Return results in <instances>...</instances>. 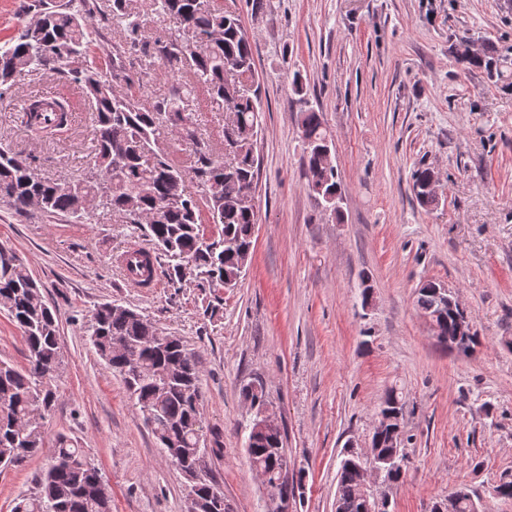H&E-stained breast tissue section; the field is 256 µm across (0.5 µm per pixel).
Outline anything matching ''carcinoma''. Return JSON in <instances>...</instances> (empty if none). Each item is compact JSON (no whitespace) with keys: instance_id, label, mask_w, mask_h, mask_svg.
<instances>
[{"instance_id":"carcinoma-1","label":"carcinoma","mask_w":512,"mask_h":512,"mask_svg":"<svg viewBox=\"0 0 512 512\" xmlns=\"http://www.w3.org/2000/svg\"><path fill=\"white\" fill-rule=\"evenodd\" d=\"M155 13L179 21L184 40L150 42L144 35L139 0H112L103 11L97 0H28L18 17L17 32L0 46V88L11 87L23 71L57 75L75 84L91 100L95 112L94 160L77 182H55L27 173L25 159L0 146V201L20 216L73 217L90 224L102 209L117 224H134L151 242L153 252L168 259L171 283L182 281L184 260L194 261L198 287L222 289L236 285L251 259L255 212L243 197L256 188L255 145L261 100L250 37L235 11L207 0H153ZM105 24L118 40L112 43L108 62L90 58V36ZM206 45L202 53L197 44ZM191 57L193 83L175 82L167 95L147 104L132 90L129 75L133 61L159 56L170 62ZM468 69L482 71L488 79H502L509 70L508 57L493 46L471 55H459ZM207 93L224 101L231 121L224 124V157H217L208 141L198 135L190 99ZM48 124L39 103L25 111L27 127L53 132L65 127L64 113ZM302 162L309 189L336 205L342 197L339 175L332 162V142L321 112L308 107L300 112ZM189 148L186 171L175 161L167 141ZM200 186L192 195L183 188L185 174ZM434 172L420 166L413 172V189L423 205L433 202L427 187ZM207 209L214 228L201 219ZM161 212L157 222L143 223L140 216ZM415 308L425 313L435 300L428 286L416 293ZM0 307L20 330L26 345V365L0 362V462L17 454L28 459L45 447V420L55 399L54 381L62 365L59 324L55 311L18 254L0 245ZM455 310L438 317L443 335L455 336ZM96 353L123 378L143 420L160 448L174 464L204 468L201 480L186 484L187 496H196L199 512L212 492L224 494L211 475L208 457L220 447L219 435L209 431L201 410L203 395L197 361L181 338L167 342L151 321L131 309L116 313L102 303L89 326ZM404 409L402 393L394 387L381 399L379 413L391 405ZM251 467L262 468L270 486L283 496L294 487L280 481V469L289 464L283 435L275 430L249 437ZM86 456L77 442L59 435L38 491L22 495L12 512H112V490L98 469L83 468ZM359 457L347 452L337 474L336 512H363L358 491ZM454 512H476L473 492L460 486L452 494Z\"/></svg>"}]
</instances>
